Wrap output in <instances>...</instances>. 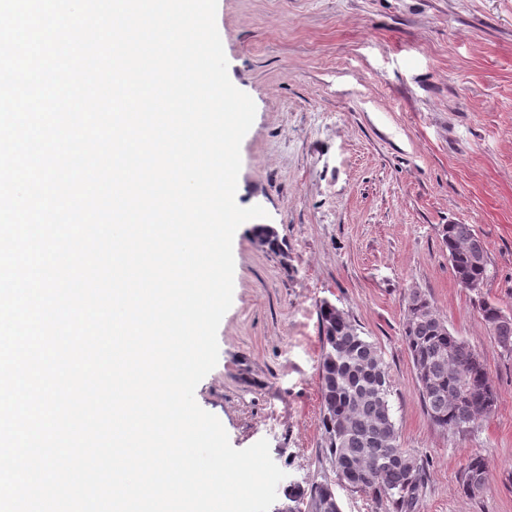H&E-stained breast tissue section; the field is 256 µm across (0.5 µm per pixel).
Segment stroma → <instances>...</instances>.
I'll return each mask as SVG.
<instances>
[{
	"label": "stroma",
	"mask_w": 512,
	"mask_h": 512,
	"mask_svg": "<svg viewBox=\"0 0 512 512\" xmlns=\"http://www.w3.org/2000/svg\"><path fill=\"white\" fill-rule=\"evenodd\" d=\"M235 87L256 105L241 144L240 206L285 244L233 240L234 293L197 403L231 445L267 439L285 484L334 480L322 427L321 301L380 350L404 448L426 464L420 512H512V356L480 304L512 313V0H218ZM471 224L489 278L462 288L441 239ZM483 357L496 412L468 439L435 426L402 339L405 297ZM482 455L488 488L461 477Z\"/></svg>",
	"instance_id": "obj_1"
}]
</instances>
